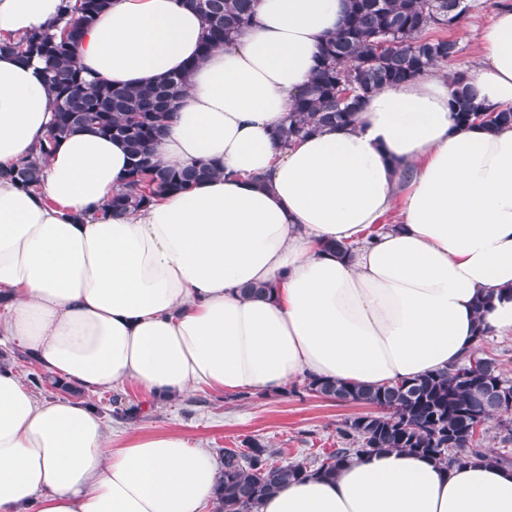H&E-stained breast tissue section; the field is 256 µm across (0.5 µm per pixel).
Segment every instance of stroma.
<instances>
[{
  "instance_id": "1",
  "label": "stroma",
  "mask_w": 512,
  "mask_h": 512,
  "mask_svg": "<svg viewBox=\"0 0 512 512\" xmlns=\"http://www.w3.org/2000/svg\"><path fill=\"white\" fill-rule=\"evenodd\" d=\"M490 15V0H472L462 27L450 30L461 52L449 70L465 69L477 53V37ZM114 440L137 432H180L220 455L238 448L244 439L264 440L279 461L308 462L339 445L337 428L347 418L364 413L356 404H336L309 393L299 395L227 396L200 387L172 400L147 403L133 384L91 396ZM142 405L139 419L122 417V409Z\"/></svg>"
}]
</instances>
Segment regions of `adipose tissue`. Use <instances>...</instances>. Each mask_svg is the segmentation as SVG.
I'll list each match as a JSON object with an SVG mask.
<instances>
[{
	"label": "adipose tissue",
	"mask_w": 512,
	"mask_h": 512,
	"mask_svg": "<svg viewBox=\"0 0 512 512\" xmlns=\"http://www.w3.org/2000/svg\"><path fill=\"white\" fill-rule=\"evenodd\" d=\"M61 6L0 0V43ZM342 12L257 0L255 25L202 59L204 24L180 0H111L75 48L85 76L142 87L187 71L154 156L220 173L114 212L126 150L76 133L38 191L0 177V336L86 394L131 383L155 402L390 385L462 362L479 332L512 336V127L457 124L433 68L369 95L351 125L275 139ZM466 78L484 107L512 108V0H496ZM51 121L38 62L0 52V170L38 154ZM219 473L184 434L114 442L92 405L39 400L0 364V512H209ZM257 512H512V467L374 452Z\"/></svg>",
	"instance_id": "adipose-tissue-1"
}]
</instances>
